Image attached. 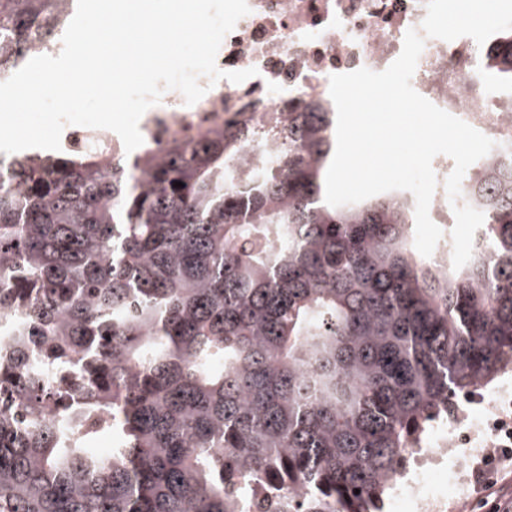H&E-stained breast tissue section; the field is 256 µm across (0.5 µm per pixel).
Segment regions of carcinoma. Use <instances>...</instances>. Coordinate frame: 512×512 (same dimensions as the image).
Returning <instances> with one entry per match:
<instances>
[{
	"label": "carcinoma",
	"instance_id": "obj_1",
	"mask_svg": "<svg viewBox=\"0 0 512 512\" xmlns=\"http://www.w3.org/2000/svg\"><path fill=\"white\" fill-rule=\"evenodd\" d=\"M76 6L0 0V75ZM335 122L301 102L140 176L0 157V512H384L453 397L512 365V145L469 174L484 244L456 270L416 250L410 192L325 202Z\"/></svg>",
	"mask_w": 512,
	"mask_h": 512
}]
</instances>
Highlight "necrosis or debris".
Wrapping results in <instances>:
<instances>
[{"mask_svg": "<svg viewBox=\"0 0 512 512\" xmlns=\"http://www.w3.org/2000/svg\"><path fill=\"white\" fill-rule=\"evenodd\" d=\"M250 12L224 38L216 57L223 71L256 69L236 84L222 79L186 105L181 92L164 91L141 117L145 143L160 149L197 128L229 120L255 122L268 112H288L302 100L332 106L329 78L365 67L380 72L400 54L408 29L420 28L426 0H248ZM500 41L477 44L467 36L426 39L411 83L436 106L495 143L512 142V85L492 82L488 60ZM501 418L465 419L451 413L432 431L415 471L398 475L394 488L404 512H447L459 486L448 472V451L469 441L473 428L494 447Z\"/></svg>", "mask_w": 512, "mask_h": 512, "instance_id": "necrosis-or-debris-1", "label": "necrosis or debris"}]
</instances>
